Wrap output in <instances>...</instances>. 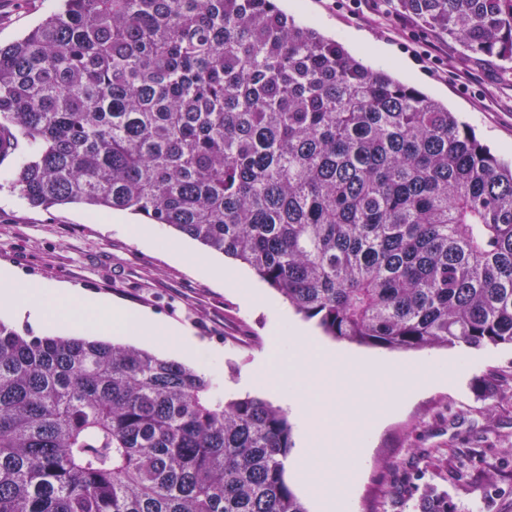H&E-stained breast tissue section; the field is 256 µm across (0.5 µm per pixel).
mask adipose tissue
Instances as JSON below:
<instances>
[{
    "instance_id": "1",
    "label": "adipose tissue",
    "mask_w": 512,
    "mask_h": 512,
    "mask_svg": "<svg viewBox=\"0 0 512 512\" xmlns=\"http://www.w3.org/2000/svg\"><path fill=\"white\" fill-rule=\"evenodd\" d=\"M0 309L36 326L56 324L79 329L145 336L188 357H198L199 347L189 333L144 313H128L110 298L92 295L70 285L33 284L13 270L0 268Z\"/></svg>"
}]
</instances>
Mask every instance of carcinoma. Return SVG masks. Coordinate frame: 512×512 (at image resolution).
I'll list each match as a JSON object with an SVG mask.
<instances>
[{"mask_svg":"<svg viewBox=\"0 0 512 512\" xmlns=\"http://www.w3.org/2000/svg\"><path fill=\"white\" fill-rule=\"evenodd\" d=\"M57 2L0 44L30 205L167 224L337 340L512 345V160L448 107L275 0ZM392 7L512 62V0ZM291 432L174 360L0 320V512H306Z\"/></svg>","mask_w":512,"mask_h":512,"instance_id":"cac0c4a2","label":"carcinoma"}]
</instances>
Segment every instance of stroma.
I'll list each match as a JSON object with an SVG mask.
<instances>
[{
  "mask_svg": "<svg viewBox=\"0 0 512 512\" xmlns=\"http://www.w3.org/2000/svg\"><path fill=\"white\" fill-rule=\"evenodd\" d=\"M297 20L336 38L372 68L391 72L456 112L493 152L512 157V63L469 55L440 38L445 77L413 54V27L370 24L334 0H278ZM57 0H0V43L24 35ZM12 161H0V267L21 279L69 284L131 311L188 329L209 358V374L231 396L264 397L250 385L253 365L276 355L269 314L245 308L228 289L171 260L161 224L147 246L114 228L113 214L81 205L31 207L10 187ZM463 356L471 366L450 388L424 394L374 439L354 512H418L428 489L447 494L454 512H512V347H437L404 360Z\"/></svg>",
  "mask_w": 512,
  "mask_h": 512,
  "instance_id": "obj_1",
  "label": "stroma"
}]
</instances>
